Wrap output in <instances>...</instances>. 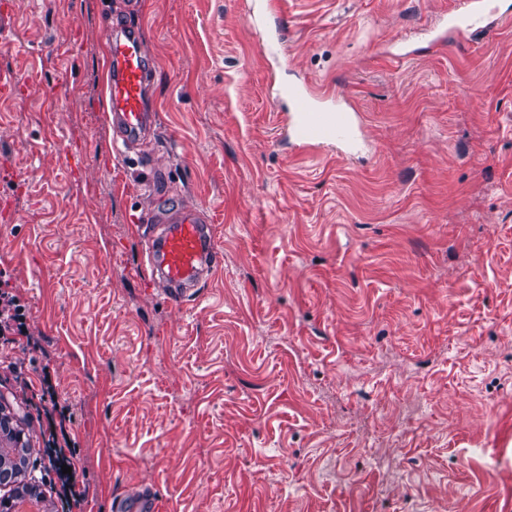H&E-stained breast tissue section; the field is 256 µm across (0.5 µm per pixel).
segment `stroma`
I'll list each match as a JSON object with an SVG mask.
<instances>
[{
  "label": "stroma",
  "mask_w": 512,
  "mask_h": 512,
  "mask_svg": "<svg viewBox=\"0 0 512 512\" xmlns=\"http://www.w3.org/2000/svg\"><path fill=\"white\" fill-rule=\"evenodd\" d=\"M0 271L23 372L74 421L90 512H512V27L429 43L450 0H7ZM155 61L118 153L105 12ZM415 49L397 58V46ZM344 94L352 157L285 136L277 86ZM196 208L220 266L171 303L149 215ZM0 395L47 462L52 420ZM8 282H0V329L4 326L6 335L21 336L26 344L31 343V334L26 326L28 309L21 297L8 288ZM164 510L163 505L154 495L144 492L130 499H119L114 505V512H162Z\"/></svg>",
  "instance_id": "1"
}]
</instances>
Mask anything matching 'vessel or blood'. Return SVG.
<instances>
[{
  "label": "vessel or blood",
  "mask_w": 512,
  "mask_h": 512,
  "mask_svg": "<svg viewBox=\"0 0 512 512\" xmlns=\"http://www.w3.org/2000/svg\"><path fill=\"white\" fill-rule=\"evenodd\" d=\"M498 15L494 0H453L432 28L431 42H468L483 22ZM107 43L106 110L116 143L126 148L140 141L150 128L147 91L155 66L138 30L129 25L110 23ZM282 96L288 102L286 131L297 149L346 151L358 144L362 118L344 95H337L331 105L319 103L308 87L285 89ZM145 261L152 275L166 285L168 299L184 302L220 262L211 225L193 208L172 210L150 236ZM114 512H163V506L154 495L143 492L117 500Z\"/></svg>",
  "instance_id": "vessel-or-blood-1"
}]
</instances>
